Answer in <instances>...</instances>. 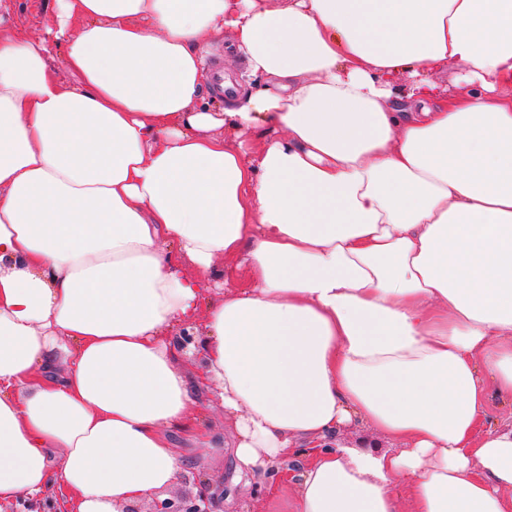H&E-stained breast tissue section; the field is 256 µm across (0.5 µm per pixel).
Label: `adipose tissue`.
Listing matches in <instances>:
<instances>
[{"label": "adipose tissue", "mask_w": 512, "mask_h": 512, "mask_svg": "<svg viewBox=\"0 0 512 512\" xmlns=\"http://www.w3.org/2000/svg\"><path fill=\"white\" fill-rule=\"evenodd\" d=\"M222 33L259 86L218 111L198 46ZM219 260L205 376L252 476L309 445L291 512H512V424L478 429L512 396V0H56L44 38L0 25V505L127 512L178 482L197 402L169 333ZM351 423L398 448L332 447ZM67 492L55 489L39 498H21L10 505H1L0 512H65L63 500Z\"/></svg>", "instance_id": "1"}]
</instances>
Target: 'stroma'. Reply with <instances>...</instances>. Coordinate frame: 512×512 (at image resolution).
Here are the masks:
<instances>
[{
    "label": "stroma",
    "mask_w": 512,
    "mask_h": 512,
    "mask_svg": "<svg viewBox=\"0 0 512 512\" xmlns=\"http://www.w3.org/2000/svg\"><path fill=\"white\" fill-rule=\"evenodd\" d=\"M55 0H11L13 26L36 38L54 19ZM194 325H183L174 334L177 364L193 383L198 401V417L217 442L213 448H199L185 432L172 430L173 447L183 462L178 485L170 497L195 496L200 484H208L212 499L210 512H290L292 478L300 461H287L264 480L239 475L235 458V432L224 410L212 396L211 386L200 383L204 356Z\"/></svg>",
    "instance_id": "stroma-1"
}]
</instances>
